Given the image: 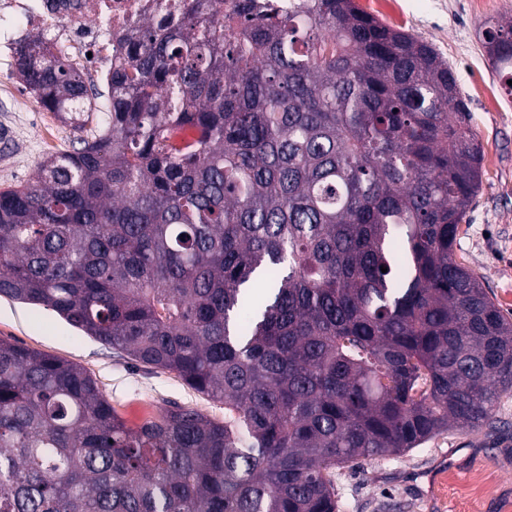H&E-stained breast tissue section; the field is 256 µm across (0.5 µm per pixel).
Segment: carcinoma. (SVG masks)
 Segmentation results:
<instances>
[{"label": "carcinoma", "mask_w": 512, "mask_h": 512, "mask_svg": "<svg viewBox=\"0 0 512 512\" xmlns=\"http://www.w3.org/2000/svg\"><path fill=\"white\" fill-rule=\"evenodd\" d=\"M159 9L103 91L43 32L14 49L44 109L102 117L0 190V296L224 420L130 427L82 367L0 339V512H339V470L496 428L512 318L454 257L483 148L448 61L355 0ZM485 48L512 80V21Z\"/></svg>", "instance_id": "1"}]
</instances>
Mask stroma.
<instances>
[{
	"mask_svg": "<svg viewBox=\"0 0 512 512\" xmlns=\"http://www.w3.org/2000/svg\"><path fill=\"white\" fill-rule=\"evenodd\" d=\"M364 11L431 44L454 68L484 152L482 188L459 226L457 261L512 313V97L483 47L488 21L512 17V0H357ZM78 131L41 107L0 47V189L34 182L41 161L71 150ZM0 339L83 367L128 426L169 403L223 419L224 406L175 373L140 365L54 312L0 296ZM495 439L462 429L337 477L339 512H512V393L494 408Z\"/></svg>",
	"mask_w": 512,
	"mask_h": 512,
	"instance_id": "obj_1",
	"label": "stroma"
}]
</instances>
